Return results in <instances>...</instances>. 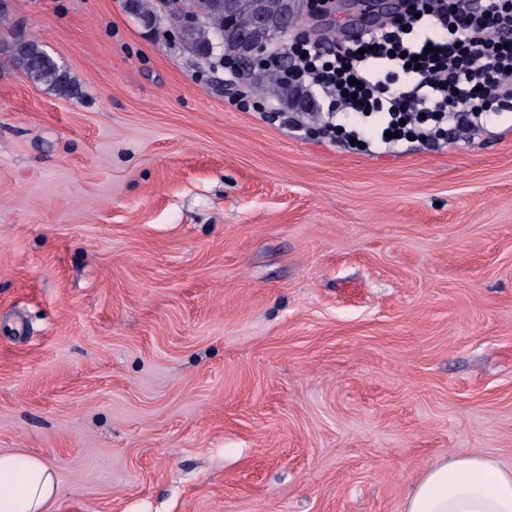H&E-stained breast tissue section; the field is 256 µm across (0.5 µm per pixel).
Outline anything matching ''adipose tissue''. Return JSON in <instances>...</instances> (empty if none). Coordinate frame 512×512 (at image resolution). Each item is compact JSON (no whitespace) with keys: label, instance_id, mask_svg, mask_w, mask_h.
Segmentation results:
<instances>
[{"label":"adipose tissue","instance_id":"ef3b65f1","mask_svg":"<svg viewBox=\"0 0 512 512\" xmlns=\"http://www.w3.org/2000/svg\"><path fill=\"white\" fill-rule=\"evenodd\" d=\"M59 493L45 461L0 452V512H45ZM404 512H512V468L478 453L436 460L415 481Z\"/></svg>","mask_w":512,"mask_h":512}]
</instances>
